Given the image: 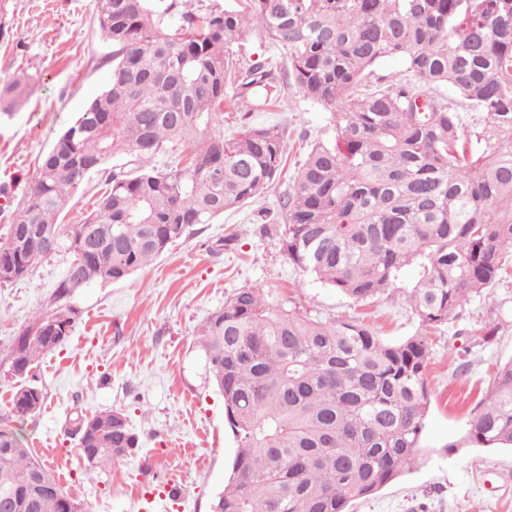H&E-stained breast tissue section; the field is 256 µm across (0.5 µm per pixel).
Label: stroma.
I'll list each match as a JSON object with an SVG mask.
<instances>
[{"label": "stroma", "instance_id": "stroma-1", "mask_svg": "<svg viewBox=\"0 0 512 512\" xmlns=\"http://www.w3.org/2000/svg\"><path fill=\"white\" fill-rule=\"evenodd\" d=\"M95 0H6L0 15V84L34 80L26 103L0 115V240L42 155L104 88L112 46L94 22ZM241 65L271 63L280 74L274 110L224 115L223 130L275 126L286 166L260 197L226 211L124 281L75 293V325L66 345L41 358L31 381L44 403L18 422L24 442L72 497L93 512H211L228 482L237 446L214 386L198 332L237 289L259 286L270 298L325 318H354L384 342L414 335L419 322L406 299L407 269L395 290L354 301L288 262L273 229L256 220L278 209L307 150L330 135L329 113L291 80L285 50L254 28L237 48ZM67 264L57 256L24 280L0 286V413L17 383L6 357L36 312L49 309ZM499 324L493 344L481 330ZM427 369L430 409L425 458L353 512H512V450L461 448L471 411L497 363L512 358V277L472 299L462 317L432 331ZM123 411L139 438L136 452L111 466L90 467L65 433L77 415Z\"/></svg>", "mask_w": 512, "mask_h": 512}]
</instances>
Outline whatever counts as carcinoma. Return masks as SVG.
Returning <instances> with one entry per match:
<instances>
[{
    "mask_svg": "<svg viewBox=\"0 0 512 512\" xmlns=\"http://www.w3.org/2000/svg\"><path fill=\"white\" fill-rule=\"evenodd\" d=\"M193 0H96L112 43L104 90L41 157L0 242V268L26 277L64 253L56 308L36 315L8 354L20 382L0 415V512H71L69 493L35 484L41 459L13 422L44 402L28 382L40 355L67 343L49 317L74 292L120 282L195 224L265 192L284 168L283 134L247 126L212 133L224 110L264 112L279 100L277 69L237 66L232 44L259 25L288 51L294 86L329 111L332 136L293 176L278 224L288 260L355 301L392 289L408 267L422 330L386 344L364 324L313 316L238 289L200 332L238 446L218 512H349L421 459L429 410L430 331L508 274L512 257V0H248L249 13ZM400 57L414 83H384L377 64ZM445 84L474 117L427 93ZM30 88L0 85V112ZM424 111H417V102ZM159 155L167 160L157 164ZM115 156L84 221L60 212ZM111 430L78 445L92 467L135 452L127 417L92 415ZM512 449V359L498 363L459 447Z\"/></svg>",
    "mask_w": 512,
    "mask_h": 512,
    "instance_id": "1",
    "label": "carcinoma"
}]
</instances>
